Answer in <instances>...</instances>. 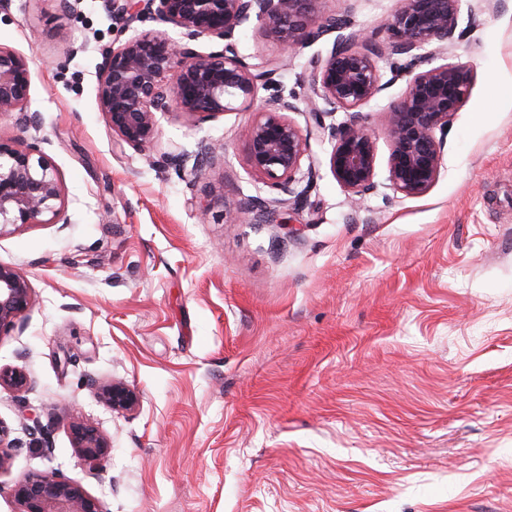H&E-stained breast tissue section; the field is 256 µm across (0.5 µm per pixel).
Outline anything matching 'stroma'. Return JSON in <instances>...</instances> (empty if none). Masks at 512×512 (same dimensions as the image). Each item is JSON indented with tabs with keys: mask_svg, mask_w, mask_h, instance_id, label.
I'll return each mask as SVG.
<instances>
[{
	"mask_svg": "<svg viewBox=\"0 0 512 512\" xmlns=\"http://www.w3.org/2000/svg\"><path fill=\"white\" fill-rule=\"evenodd\" d=\"M463 6L479 24L454 52L476 81L436 185L351 206L315 142L316 185L281 225L224 221L261 186L251 113L170 114L155 150L120 149L96 100L101 53L126 36L104 0L0 8L41 120L24 134L0 116V141L39 140L71 218L0 235V264L34 299L0 335V367L30 382L0 389V424L26 442L0 473V512L48 470L102 512H512V0ZM325 7L380 42L396 0ZM240 43L301 94L333 39L285 51L252 28ZM204 141L224 161L203 178L157 163ZM112 379L139 392L136 411L99 398ZM78 419L110 441L100 464L72 446Z\"/></svg>",
	"mask_w": 512,
	"mask_h": 512,
	"instance_id": "35a3bbf8",
	"label": "stroma"
}]
</instances>
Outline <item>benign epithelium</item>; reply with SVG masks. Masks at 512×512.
<instances>
[{"instance_id": "7a95c632", "label": "benign epithelium", "mask_w": 512, "mask_h": 512, "mask_svg": "<svg viewBox=\"0 0 512 512\" xmlns=\"http://www.w3.org/2000/svg\"><path fill=\"white\" fill-rule=\"evenodd\" d=\"M112 16L129 27L150 19L156 26L135 29L116 47L102 51L97 72V101L117 141L135 152L153 148L159 116L180 113L206 121L226 112H255L246 127V163L262 180L266 194L237 203L236 218L249 224H280L283 209L306 201L316 178L314 162H305L311 142H327L326 165L352 204L386 184L407 197L427 194L437 183L456 112L468 102L476 73L460 60L438 65L449 49L478 23L469 14L459 29L462 0H399L382 24L380 45L349 15L327 11L326 0H106ZM257 28L269 40L290 49L335 35L331 50L313 60L304 98L284 94L279 67L239 49L243 31ZM212 42L207 51L195 42ZM390 60L388 80L378 60ZM403 79L401 97L384 112L389 144L385 181L379 180L376 138L362 108L388 85ZM32 86L29 58L0 46V115L14 113L25 132L38 129L28 110ZM272 94L257 104L259 90ZM342 111L346 119L333 120ZM304 114V124L290 114ZM224 154L204 143L194 154L174 148L161 162L194 177ZM58 169L33 142L17 149L0 142V234L24 224H67ZM33 304L30 280L17 268L0 265V335L13 329ZM0 388H28L25 373L0 368ZM98 397L113 411L131 413L139 394L122 381L100 386ZM77 453L89 463L109 451L94 426L77 421L70 428ZM16 439L0 424V473L7 470ZM17 512H101L99 501L81 485L50 471L28 474L14 486Z\"/></svg>"}]
</instances>
